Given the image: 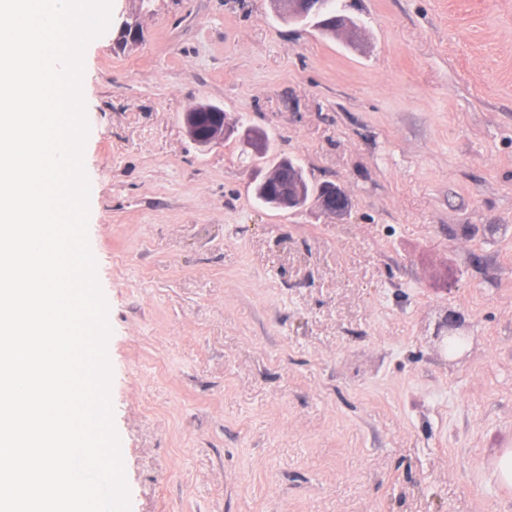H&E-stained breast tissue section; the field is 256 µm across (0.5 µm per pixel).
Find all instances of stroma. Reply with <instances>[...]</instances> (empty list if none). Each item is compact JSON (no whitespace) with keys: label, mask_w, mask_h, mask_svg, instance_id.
Here are the masks:
<instances>
[{"label":"stroma","mask_w":512,"mask_h":512,"mask_svg":"<svg viewBox=\"0 0 512 512\" xmlns=\"http://www.w3.org/2000/svg\"><path fill=\"white\" fill-rule=\"evenodd\" d=\"M341 2L357 37L270 0H112L85 49L131 512H512V0ZM202 101L348 215L259 205L236 138L186 136ZM243 138L251 146H258L259 144H261L264 147L261 152H259L258 154L252 153V155L253 160H260V163L265 167L287 166L291 171L294 169V167L299 168V165L295 162L293 167L291 158L278 157L271 154L272 141L265 130L255 127L253 125H251L250 127L247 126L243 131ZM435 339L439 348L452 356L465 353L471 339L469 326L461 320L449 319L439 327Z\"/></svg>","instance_id":"stroma-1"}]
</instances>
